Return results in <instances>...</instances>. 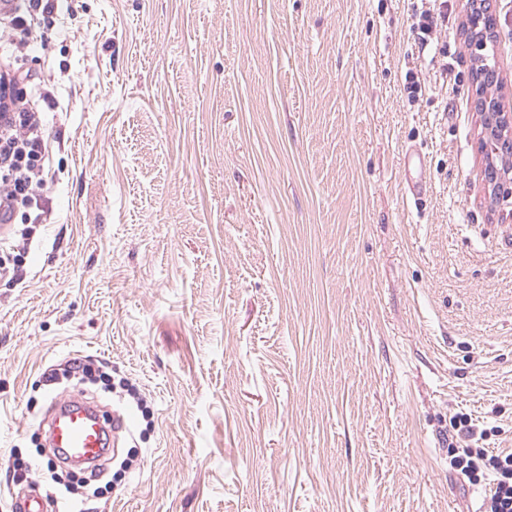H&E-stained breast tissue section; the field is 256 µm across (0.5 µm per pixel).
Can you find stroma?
I'll list each match as a JSON object with an SVG mask.
<instances>
[{
  "label": "stroma",
  "instance_id": "1",
  "mask_svg": "<svg viewBox=\"0 0 512 512\" xmlns=\"http://www.w3.org/2000/svg\"><path fill=\"white\" fill-rule=\"evenodd\" d=\"M490 2L512 105V0ZM421 9L41 14L16 91L41 93L53 180L0 241V512L45 487L41 423L71 393L50 376L75 358L112 373L86 399L134 420L89 512H483L491 480L460 483L448 445L465 413L512 449V228L480 181L466 2L426 46Z\"/></svg>",
  "mask_w": 512,
  "mask_h": 512
}]
</instances>
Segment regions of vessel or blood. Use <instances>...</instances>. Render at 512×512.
Listing matches in <instances>:
<instances>
[{
	"label": "vessel or blood",
	"instance_id": "1",
	"mask_svg": "<svg viewBox=\"0 0 512 512\" xmlns=\"http://www.w3.org/2000/svg\"><path fill=\"white\" fill-rule=\"evenodd\" d=\"M45 424L49 447L60 461L75 466L101 460L108 452L110 433L126 427L123 417L105 419L79 396L54 403Z\"/></svg>",
	"mask_w": 512,
	"mask_h": 512
}]
</instances>
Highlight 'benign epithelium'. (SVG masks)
<instances>
[{
	"label": "benign epithelium",
	"instance_id": "obj_1",
	"mask_svg": "<svg viewBox=\"0 0 512 512\" xmlns=\"http://www.w3.org/2000/svg\"><path fill=\"white\" fill-rule=\"evenodd\" d=\"M487 0H467V14L464 23V34L476 49L483 50L487 43L494 41L495 24L488 20L485 11ZM498 79L495 67L482 60L472 72V82L479 85L483 81ZM475 107L480 123L478 139L485 153L484 164L480 177L487 196L500 202L512 199V175H503L495 170L493 155H508L512 148V113L507 111L501 99H490L475 91Z\"/></svg>",
	"mask_w": 512,
	"mask_h": 512
}]
</instances>
